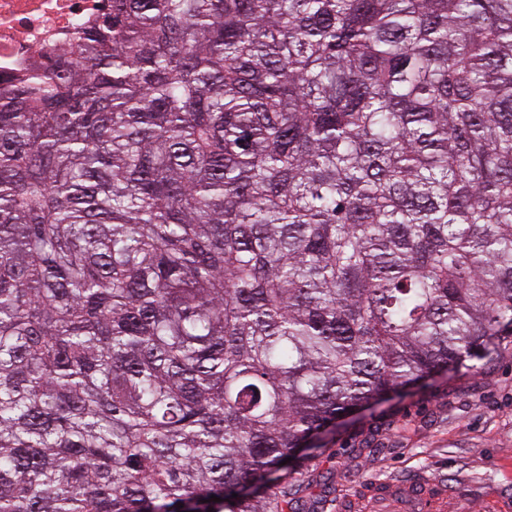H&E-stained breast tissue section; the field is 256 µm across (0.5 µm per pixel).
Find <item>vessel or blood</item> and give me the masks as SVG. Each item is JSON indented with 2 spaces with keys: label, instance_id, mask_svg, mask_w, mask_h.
<instances>
[{
  "label": "vessel or blood",
  "instance_id": "obj_1",
  "mask_svg": "<svg viewBox=\"0 0 512 512\" xmlns=\"http://www.w3.org/2000/svg\"><path fill=\"white\" fill-rule=\"evenodd\" d=\"M375 512H450L452 498L434 479L387 484L384 491L368 489Z\"/></svg>",
  "mask_w": 512,
  "mask_h": 512
}]
</instances>
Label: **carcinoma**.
Listing matches in <instances>:
<instances>
[{
  "label": "carcinoma",
  "mask_w": 512,
  "mask_h": 512,
  "mask_svg": "<svg viewBox=\"0 0 512 512\" xmlns=\"http://www.w3.org/2000/svg\"><path fill=\"white\" fill-rule=\"evenodd\" d=\"M509 350L512 0H112L0 94V512H298Z\"/></svg>",
  "instance_id": "carcinoma-1"
}]
</instances>
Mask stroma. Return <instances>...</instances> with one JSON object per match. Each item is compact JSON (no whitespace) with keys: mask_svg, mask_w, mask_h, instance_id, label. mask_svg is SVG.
<instances>
[{"mask_svg":"<svg viewBox=\"0 0 512 512\" xmlns=\"http://www.w3.org/2000/svg\"><path fill=\"white\" fill-rule=\"evenodd\" d=\"M324 444L288 464L300 512H340L361 486L415 475L445 481L465 512H512V353L357 411Z\"/></svg>","mask_w":512,"mask_h":512,"instance_id":"obj_1","label":"stroma"}]
</instances>
